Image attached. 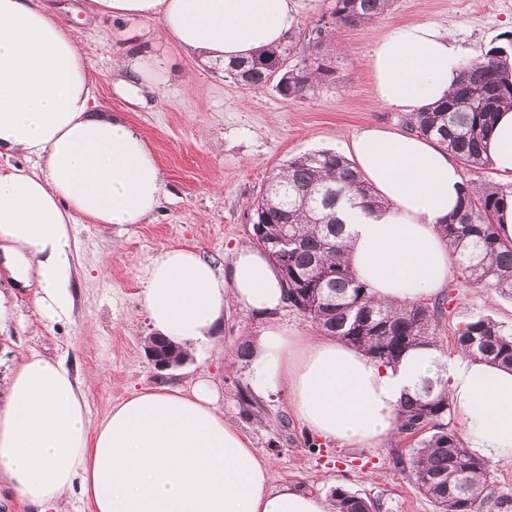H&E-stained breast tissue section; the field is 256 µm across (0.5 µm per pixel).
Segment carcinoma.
Segmentation results:
<instances>
[{
	"label": "carcinoma",
	"mask_w": 512,
	"mask_h": 512,
	"mask_svg": "<svg viewBox=\"0 0 512 512\" xmlns=\"http://www.w3.org/2000/svg\"><path fill=\"white\" fill-rule=\"evenodd\" d=\"M393 0H334L329 14L275 47L248 60L224 66V74L243 86L274 85L286 98H303L333 80L336 72L319 48L338 28L369 25L384 16ZM295 63H290L291 58ZM512 107V54L494 46L483 60L464 66L455 92L424 112L409 113L402 125L437 138L468 170L490 165L487 135L499 108ZM460 210L440 226L457 254L466 282L512 296V246L494 232L498 208L512 187L466 180ZM372 210L383 205L342 155L321 150L295 156L276 169L267 187L249 207L252 239L279 268L287 285L288 306L325 335L337 336L386 364H396L411 350H443L437 334L442 306L401 309L376 301L356 280L344 258L343 224L335 209L340 200ZM456 348L490 363L512 368V332L489 317L464 324L454 337ZM161 350L175 363L183 353L154 336L146 351ZM448 396L439 379L422 380L400 410L398 431L423 434L411 449L409 477L437 512H479L487 479L483 460L470 453L448 428ZM338 512H375V503L338 489Z\"/></svg>",
	"instance_id": "cac0c4a2"
}]
</instances>
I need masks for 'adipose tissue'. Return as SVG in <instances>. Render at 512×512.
Listing matches in <instances>:
<instances>
[{
    "label": "adipose tissue",
    "instance_id": "ef3b65f1",
    "mask_svg": "<svg viewBox=\"0 0 512 512\" xmlns=\"http://www.w3.org/2000/svg\"><path fill=\"white\" fill-rule=\"evenodd\" d=\"M316 0H92V12L157 22L188 54L221 63L278 44ZM453 35L430 21L390 27L369 60L376 101L417 112L447 99L464 63ZM84 53L43 0H0V286L34 291L41 327L70 321L76 227L142 224L166 195L165 172L142 133L97 111ZM385 199L366 210L340 201L346 259L382 303L400 307L444 294L455 257L438 232L465 182L435 139L368 125L336 139ZM495 171L512 177V109L487 140ZM228 262L172 246L154 257L141 307L152 329L185 351L214 344L228 305L265 315L284 303L266 254L238 244ZM448 383L467 448L512 461V370L463 351L417 349L381 364L325 335L296 336L268 322L252 342L246 379L265 397L282 393L320 441L346 448L384 442L401 401L423 377ZM206 378L190 388L153 386L91 421L64 360L22 353L0 390V486L29 512H68L79 492L90 512H335L332 499L270 481L224 416Z\"/></svg>",
    "mask_w": 512,
    "mask_h": 512
}]
</instances>
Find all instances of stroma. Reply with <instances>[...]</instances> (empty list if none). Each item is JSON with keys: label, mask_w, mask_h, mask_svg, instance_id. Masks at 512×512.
<instances>
[{"label": "stroma", "mask_w": 512, "mask_h": 512, "mask_svg": "<svg viewBox=\"0 0 512 512\" xmlns=\"http://www.w3.org/2000/svg\"><path fill=\"white\" fill-rule=\"evenodd\" d=\"M45 3L65 14L79 38L99 111L137 127L155 151L167 195L148 223L126 225L122 232L78 225L70 323L33 329L34 291L16 290L15 315L0 328V379L21 351L65 357L97 421L142 388L186 387L204 376L222 393L225 417L250 436L260 454L273 456L272 484L291 482L327 495L343 489L377 502L379 512H436L396 464L414 438L396 433L370 448H312L310 432L289 413L282 395L255 398L243 408L250 362L235 352L265 323L253 311L231 307L218 332V350L198 353L160 376L145 354L151 329L140 307L141 291L151 258L168 247H193L221 262L229 260L232 245L250 243L248 204L273 169L292 157L334 148L338 135L370 124L400 128V112L376 104L369 70L372 50L389 27L430 20L452 31L465 50L482 51L512 41V0H395L378 21L325 38L321 50L335 62L334 80L288 100L273 88L249 89L226 78L223 66L188 55L161 35L157 23L96 17L87 0ZM132 51L155 84L141 101L115 86L112 63ZM440 301L438 334L446 353H454L457 330L476 316L512 328V297L470 285L460 275H453ZM487 466L481 512H512V461L491 460Z\"/></svg>", "instance_id": "stroma-1"}]
</instances>
